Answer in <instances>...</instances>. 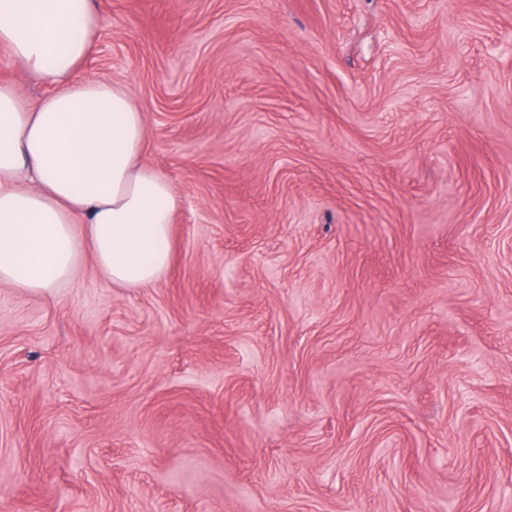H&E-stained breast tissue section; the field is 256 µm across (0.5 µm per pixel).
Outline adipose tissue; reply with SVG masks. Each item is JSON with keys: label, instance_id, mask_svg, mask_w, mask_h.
<instances>
[{"label": "adipose tissue", "instance_id": "1", "mask_svg": "<svg viewBox=\"0 0 512 512\" xmlns=\"http://www.w3.org/2000/svg\"><path fill=\"white\" fill-rule=\"evenodd\" d=\"M103 19L96 0H0V45L47 92L0 85V283L35 295L71 281L84 253L125 288L171 263L178 197L144 164L126 87L80 77Z\"/></svg>", "mask_w": 512, "mask_h": 512}]
</instances>
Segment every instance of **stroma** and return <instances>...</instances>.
Wrapping results in <instances>:
<instances>
[{
    "label": "stroma",
    "mask_w": 512,
    "mask_h": 512,
    "mask_svg": "<svg viewBox=\"0 0 512 512\" xmlns=\"http://www.w3.org/2000/svg\"><path fill=\"white\" fill-rule=\"evenodd\" d=\"M99 6L172 261L0 284V512H512V0Z\"/></svg>",
    "instance_id": "1"
}]
</instances>
